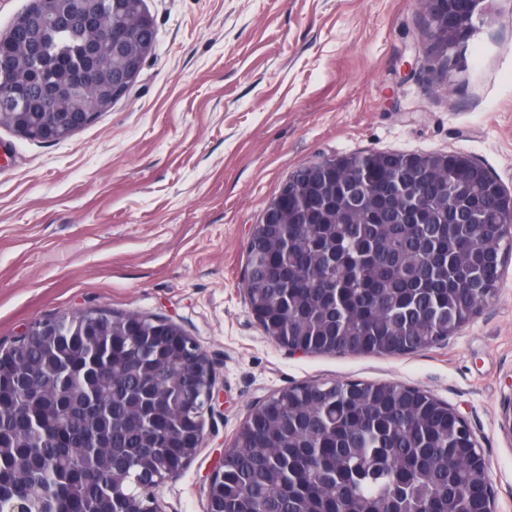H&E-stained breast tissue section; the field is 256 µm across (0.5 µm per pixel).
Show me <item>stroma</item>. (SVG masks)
Listing matches in <instances>:
<instances>
[{
    "label": "stroma",
    "mask_w": 512,
    "mask_h": 512,
    "mask_svg": "<svg viewBox=\"0 0 512 512\" xmlns=\"http://www.w3.org/2000/svg\"><path fill=\"white\" fill-rule=\"evenodd\" d=\"M154 48L130 90L66 139L0 127V343L104 308L169 318L212 360L224 408L165 512H206V477L251 410L323 381L426 390L468 423L512 512V258L457 335L390 356L289 354L245 293L247 240L292 171L353 152H462L512 192V0L431 67L418 0H145Z\"/></svg>",
    "instance_id": "35a3bbf8"
}]
</instances>
